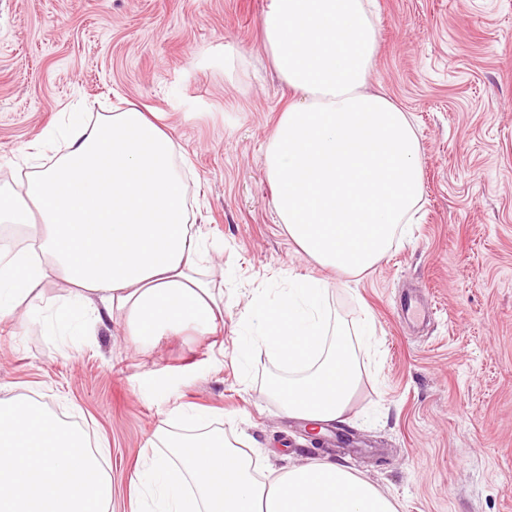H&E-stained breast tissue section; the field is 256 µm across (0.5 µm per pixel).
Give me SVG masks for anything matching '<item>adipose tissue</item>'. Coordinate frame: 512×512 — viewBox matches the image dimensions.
Instances as JSON below:
<instances>
[{"mask_svg":"<svg viewBox=\"0 0 512 512\" xmlns=\"http://www.w3.org/2000/svg\"><path fill=\"white\" fill-rule=\"evenodd\" d=\"M261 25L295 94L267 138L277 217L315 263L359 275L410 234L423 189L408 112L365 90L379 45L367 0H271ZM61 136L57 162L0 191V224L30 238L24 252L0 255V324L42 318L74 343L106 318L137 344L223 330L224 294L199 275L209 249L189 223L167 126L130 107L91 127L72 121ZM53 274L70 290L49 312L42 285ZM326 293L312 279L256 301L243 336L286 371L273 391L288 414L314 427L344 421L358 385L351 338L370 334L366 323L329 328ZM188 418L196 434L161 428L149 439L129 479L135 512H397L343 463L256 478L241 440L211 431L209 412Z\"/></svg>","mask_w":512,"mask_h":512,"instance_id":"1","label":"adipose tissue"}]
</instances>
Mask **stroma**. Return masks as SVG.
<instances>
[{
	"label": "stroma",
	"instance_id": "stroma-1",
	"mask_svg": "<svg viewBox=\"0 0 512 512\" xmlns=\"http://www.w3.org/2000/svg\"><path fill=\"white\" fill-rule=\"evenodd\" d=\"M270 0H0V187L32 173L30 142L77 104L160 113L186 204L224 291V330L145 346L104 321L61 345L38 321L0 329V385L39 400L103 447L112 512L148 438L203 408L263 466L348 462L398 512H512V0H375L366 89L410 112L423 201L410 239L367 272L321 267L289 237L266 176L267 136L291 94L260 22ZM327 281L331 319L370 318L345 422L322 444L268 393L283 370L237 333L257 298ZM430 315L404 319L407 291Z\"/></svg>",
	"mask_w": 512,
	"mask_h": 512
}]
</instances>
